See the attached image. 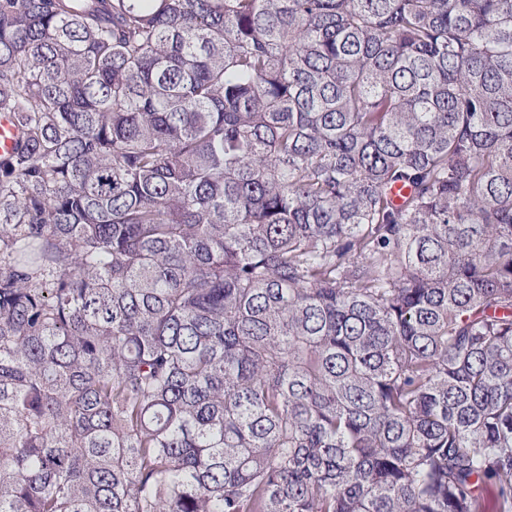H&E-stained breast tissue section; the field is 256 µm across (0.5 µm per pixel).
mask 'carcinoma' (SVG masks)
Returning a JSON list of instances; mask_svg holds the SVG:
<instances>
[{"instance_id": "1", "label": "carcinoma", "mask_w": 512, "mask_h": 512, "mask_svg": "<svg viewBox=\"0 0 512 512\" xmlns=\"http://www.w3.org/2000/svg\"><path fill=\"white\" fill-rule=\"evenodd\" d=\"M0 512H512V0H0ZM19 128L12 112L0 113V156L13 152L19 143Z\"/></svg>"}]
</instances>
